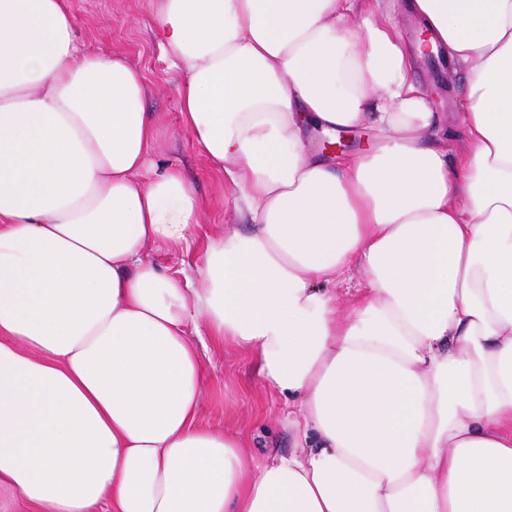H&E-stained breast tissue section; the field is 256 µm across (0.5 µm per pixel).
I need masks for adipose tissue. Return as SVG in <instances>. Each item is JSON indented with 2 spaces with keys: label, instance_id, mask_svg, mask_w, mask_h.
Wrapping results in <instances>:
<instances>
[{
  "label": "adipose tissue",
  "instance_id": "obj_1",
  "mask_svg": "<svg viewBox=\"0 0 512 512\" xmlns=\"http://www.w3.org/2000/svg\"><path fill=\"white\" fill-rule=\"evenodd\" d=\"M407 7L464 72L453 161L393 0H153L241 221L208 237L150 162L142 73L82 50L69 0H0L1 487L36 512H512V0ZM362 124L372 151L308 146ZM203 338L256 353L291 454L199 425ZM365 280L363 274L358 270H353L345 281L336 284V306L339 313L346 316L352 304L365 291Z\"/></svg>",
  "mask_w": 512,
  "mask_h": 512
}]
</instances>
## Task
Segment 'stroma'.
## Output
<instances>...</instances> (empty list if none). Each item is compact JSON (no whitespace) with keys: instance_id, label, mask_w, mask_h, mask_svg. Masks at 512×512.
<instances>
[{"instance_id":"1","label":"stroma","mask_w":512,"mask_h":512,"mask_svg":"<svg viewBox=\"0 0 512 512\" xmlns=\"http://www.w3.org/2000/svg\"><path fill=\"white\" fill-rule=\"evenodd\" d=\"M70 7L81 46L124 54L142 72L149 87L146 108L158 119L153 162L184 172L204 205L203 221L209 228L232 223V193L224 185L223 172L208 164L181 126L179 75L155 38L151 0H70ZM414 78L430 96H435L440 83H447V95L436 102L437 111L447 115L466 92L465 78L451 61L434 66L416 58ZM202 358L208 382L203 422L237 435L256 459H264L273 450L290 452L293 433L285 420L284 400L263 385L253 356L212 344L203 350Z\"/></svg>"}]
</instances>
